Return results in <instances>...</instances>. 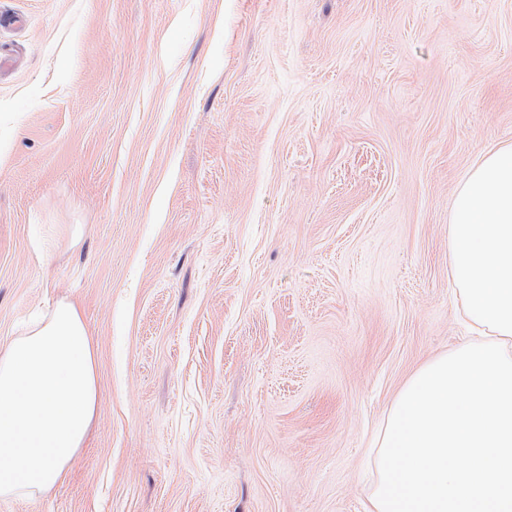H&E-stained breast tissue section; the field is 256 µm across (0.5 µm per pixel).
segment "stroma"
Instances as JSON below:
<instances>
[{
	"label": "stroma",
	"mask_w": 512,
	"mask_h": 512,
	"mask_svg": "<svg viewBox=\"0 0 512 512\" xmlns=\"http://www.w3.org/2000/svg\"><path fill=\"white\" fill-rule=\"evenodd\" d=\"M0 55V343L75 302L98 387L0 512H361L468 338L448 219L512 143V0H0Z\"/></svg>",
	"instance_id": "obj_1"
}]
</instances>
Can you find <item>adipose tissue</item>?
<instances>
[{
    "instance_id": "1",
    "label": "adipose tissue",
    "mask_w": 512,
    "mask_h": 512,
    "mask_svg": "<svg viewBox=\"0 0 512 512\" xmlns=\"http://www.w3.org/2000/svg\"><path fill=\"white\" fill-rule=\"evenodd\" d=\"M94 350L78 306L58 303L0 345V500L62 483L97 409Z\"/></svg>"
}]
</instances>
